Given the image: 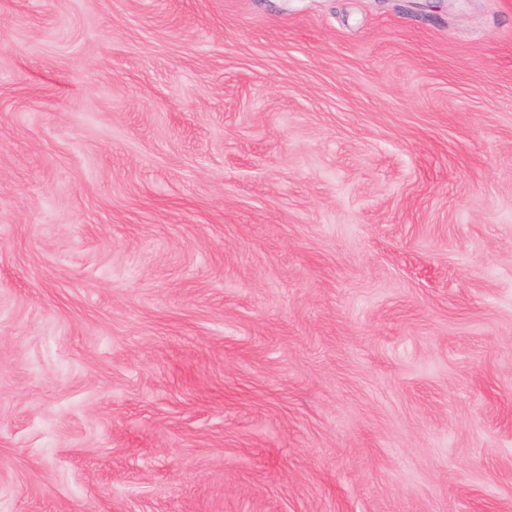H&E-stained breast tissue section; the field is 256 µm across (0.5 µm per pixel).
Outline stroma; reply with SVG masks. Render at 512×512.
I'll return each instance as SVG.
<instances>
[{
	"label": "stroma",
	"mask_w": 512,
	"mask_h": 512,
	"mask_svg": "<svg viewBox=\"0 0 512 512\" xmlns=\"http://www.w3.org/2000/svg\"><path fill=\"white\" fill-rule=\"evenodd\" d=\"M0 512H512V0H0Z\"/></svg>",
	"instance_id": "obj_1"
}]
</instances>
